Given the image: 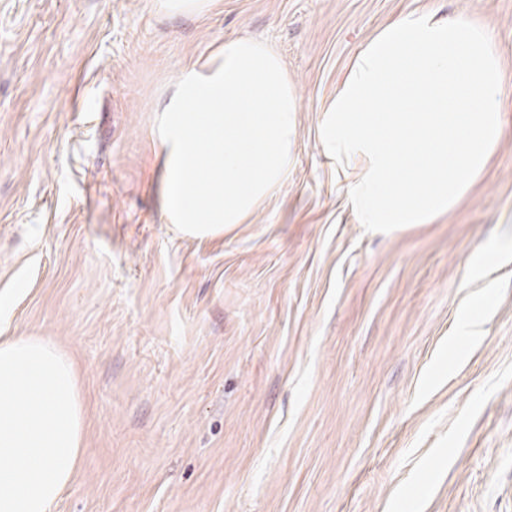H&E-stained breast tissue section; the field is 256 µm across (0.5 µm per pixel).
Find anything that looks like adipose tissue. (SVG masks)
Instances as JSON below:
<instances>
[{
  "label": "adipose tissue",
  "instance_id": "ef3b65f1",
  "mask_svg": "<svg viewBox=\"0 0 512 512\" xmlns=\"http://www.w3.org/2000/svg\"><path fill=\"white\" fill-rule=\"evenodd\" d=\"M299 105L267 43L237 38L183 66L154 130L164 223L203 237L244 223L288 177ZM84 432L73 361L42 337L0 336V512H52Z\"/></svg>",
  "mask_w": 512,
  "mask_h": 512
}]
</instances>
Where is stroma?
Wrapping results in <instances>:
<instances>
[{
    "instance_id": "1",
    "label": "stroma",
    "mask_w": 512,
    "mask_h": 512,
    "mask_svg": "<svg viewBox=\"0 0 512 512\" xmlns=\"http://www.w3.org/2000/svg\"><path fill=\"white\" fill-rule=\"evenodd\" d=\"M415 9L487 28L512 81V0H0V334L54 341L86 409L53 512H512V97L427 224L365 231L359 164L320 143L359 51ZM246 36L300 100L293 166L187 237L160 219L156 111ZM160 6L171 14L201 15L210 7V0H159Z\"/></svg>"
}]
</instances>
